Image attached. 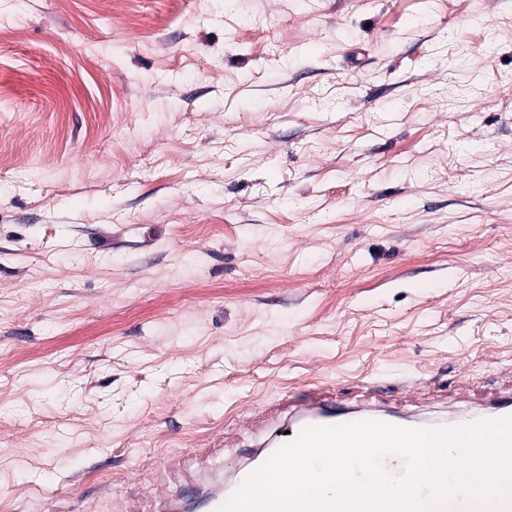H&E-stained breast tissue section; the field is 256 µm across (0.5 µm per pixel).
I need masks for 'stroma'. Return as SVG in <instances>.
<instances>
[{"label":"stroma","instance_id":"obj_1","mask_svg":"<svg viewBox=\"0 0 512 512\" xmlns=\"http://www.w3.org/2000/svg\"><path fill=\"white\" fill-rule=\"evenodd\" d=\"M510 370L512 0H0V512Z\"/></svg>","mask_w":512,"mask_h":512}]
</instances>
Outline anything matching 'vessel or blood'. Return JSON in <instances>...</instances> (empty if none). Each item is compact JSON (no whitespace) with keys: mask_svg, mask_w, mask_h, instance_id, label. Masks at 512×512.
<instances>
[{"mask_svg":"<svg viewBox=\"0 0 512 512\" xmlns=\"http://www.w3.org/2000/svg\"><path fill=\"white\" fill-rule=\"evenodd\" d=\"M392 391L391 383L372 381L346 401H321L309 412L290 416L283 426L277 422L279 408H267L264 418L272 423L269 435L246 463L223 476H203L191 490L163 495L154 512H217L240 489L249 475L283 445L296 439L305 428L311 426L379 421L402 427H439L512 416V372L508 373L506 381L495 382L474 400L469 399L457 386L434 388L432 399L452 409L444 420L395 410L389 400Z\"/></svg>","mask_w":512,"mask_h":512,"instance_id":"obj_1","label":"vessel or blood"}]
</instances>
